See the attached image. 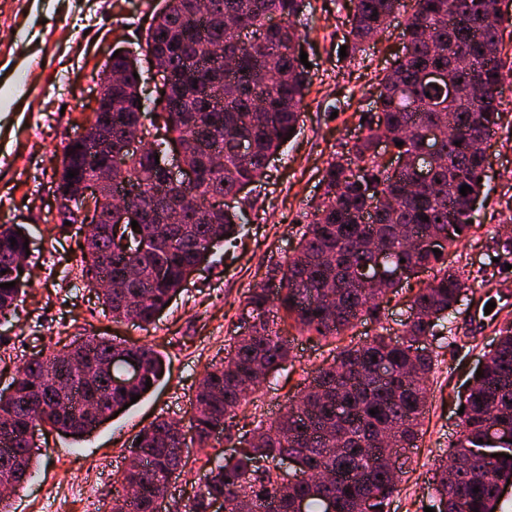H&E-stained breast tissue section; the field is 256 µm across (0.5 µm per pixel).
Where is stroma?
Listing matches in <instances>:
<instances>
[{
    "label": "stroma",
    "mask_w": 512,
    "mask_h": 512,
    "mask_svg": "<svg viewBox=\"0 0 512 512\" xmlns=\"http://www.w3.org/2000/svg\"><path fill=\"white\" fill-rule=\"evenodd\" d=\"M156 0H0V224L26 231L27 294L15 318L0 325V391L23 362L50 347L95 334L151 345L167 364L162 382L140 402L80 441L38 432L37 475L12 499L13 512H103L127 465L129 447L158 417L189 427L191 402L207 367L225 356L239 332L246 293L272 263L288 259L323 194L322 172L334 153L363 134L360 117L377 95L376 76L400 53L403 16L353 57L340 56L352 0H309L302 20L309 86L300 129L272 160L267 174L240 194L249 222L234 247L217 249L155 322L114 321L87 288L79 238L61 227L53 197L64 145L91 119L98 77L113 49L137 50ZM512 243V104H500L490 141L483 194L468 239L451 251L452 264L471 275L451 331L428 340L435 365L416 447L406 449L398 490L386 512H424L433 503L435 469L458 439L459 395L497 336L512 323V269L503 262ZM494 301L476 327L472 310ZM409 296L390 295L381 318L366 319L341 340L295 336L283 368L253 396L247 420H270L332 363L337 344L357 345L376 334L399 337ZM231 438L189 448L190 462L168 487L169 512H181L192 486L208 472L206 453L230 452Z\"/></svg>",
    "instance_id": "35a3bbf8"
}]
</instances>
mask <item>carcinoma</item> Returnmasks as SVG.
<instances>
[{
	"label": "carcinoma",
	"mask_w": 512,
	"mask_h": 512,
	"mask_svg": "<svg viewBox=\"0 0 512 512\" xmlns=\"http://www.w3.org/2000/svg\"><path fill=\"white\" fill-rule=\"evenodd\" d=\"M162 2L140 45L167 80L160 100L163 127L150 121L162 135L137 156L124 151L126 137L151 114L138 107L144 93L127 70L125 55L112 58V70L125 72L112 85V119L95 111L90 120L112 129V156L124 165L116 178L144 184L134 202L139 223L135 229L123 224L128 251L113 248L107 225H93L94 247L103 260L85 253L81 260L88 287L104 276L112 279L113 288L97 295L112 318L142 325L168 306L188 271L208 264L214 250L244 228L245 217L216 201L237 196L265 174L284 138L300 125L308 84L297 25L305 0H209L205 14L198 9L201 0ZM496 2L413 0L402 54L379 80L366 134L328 162L321 201L293 255L246 296L253 323L248 333L233 337L224 359L199 383L191 403L192 436L176 433L164 418L141 430L142 442L129 449L110 512H155L156 496L188 464L183 452L188 443L204 448L214 433L231 431L250 394L288 361L290 340L280 322L267 318L270 310L303 335L334 338L364 318H378L388 294L435 267L433 280L413 296L400 339L378 334L340 351L286 412L255 422L238 437V455L207 457L210 479L183 505L184 512H212L221 500L224 512H242L243 503L248 512H291L293 502L303 499L305 512H326V500L332 499L336 512H357L360 501L369 498L384 512L398 488L393 449L415 447L427 403L432 353L424 348L415 353L412 345L451 323L467 288L463 274L448 263V251L466 237L483 187L478 178L486 157L473 140L478 133L492 136L498 118L503 46ZM404 8L405 0H354L347 54L362 51ZM432 73L441 79H429ZM430 129L435 136L426 142ZM228 137L244 144V151H236ZM382 141L410 163L391 171L380 160ZM171 142L182 146L197 173L185 187L169 184L166 171L155 164V155ZM61 168L59 181L70 170L81 179L94 177L74 141L63 147ZM422 172L430 184L419 188ZM463 185L473 192L460 194ZM66 200L60 222L85 224L79 191ZM169 211L178 214L179 223L161 222ZM12 238L17 245H11ZM25 239L21 226L0 224V284L15 282L0 287V321H8L25 296L27 280L16 264ZM379 252L399 275L366 288L356 274L372 267ZM120 348L141 368L138 383L123 392L111 387L107 374L113 351ZM166 370L149 345L95 335L28 358L13 379L15 394L0 395V430L10 433L9 444L0 445V479L9 480L13 493L32 479L38 447L26 438L29 432L48 427L81 439L131 397L148 394L146 381L157 386ZM479 370L481 376L472 378L462 396L464 426L447 453L451 464L434 476L436 512L496 508L491 484L479 476L486 461L512 477V443H485L491 422L512 431V325L499 330ZM284 456L297 462L292 483L271 466Z\"/></svg>",
	"instance_id": "carcinoma-1"
}]
</instances>
